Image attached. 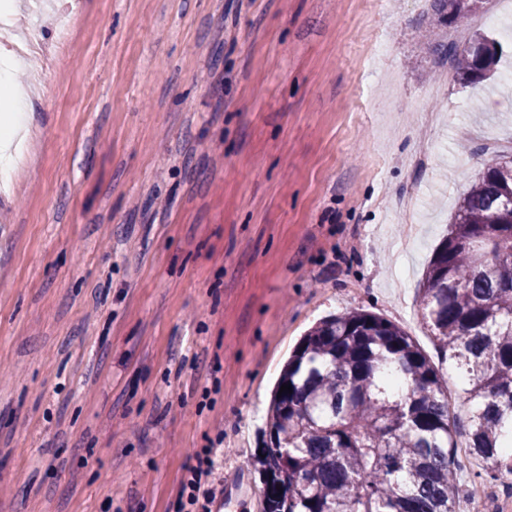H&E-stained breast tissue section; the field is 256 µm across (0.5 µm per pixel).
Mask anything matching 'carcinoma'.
<instances>
[{"label":"carcinoma","instance_id":"obj_1","mask_svg":"<svg viewBox=\"0 0 512 512\" xmlns=\"http://www.w3.org/2000/svg\"><path fill=\"white\" fill-rule=\"evenodd\" d=\"M469 0H432L434 20ZM440 44L455 79L496 73L498 42ZM512 164L489 162L426 268L423 323L470 404L469 490L512 476ZM291 392L279 393L282 385ZM448 385L397 324L362 310L311 327L288 358L252 465L262 512H456L461 487Z\"/></svg>","mask_w":512,"mask_h":512}]
</instances>
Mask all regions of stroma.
I'll list each match as a JSON object with an SVG mask.
<instances>
[{"label":"stroma","instance_id":"35a3bbf8","mask_svg":"<svg viewBox=\"0 0 512 512\" xmlns=\"http://www.w3.org/2000/svg\"><path fill=\"white\" fill-rule=\"evenodd\" d=\"M36 117L0 192V512H184L197 457L258 512L270 392L360 309L441 373L419 292L458 201L512 154V88L431 46L512 39L474 0H27ZM69 17V37L60 34ZM384 49L374 53V42ZM404 196L410 211L396 208ZM433 18L437 22H442L448 16V4L453 8L456 18H464L471 10L467 0H432Z\"/></svg>","mask_w":512,"mask_h":512}]
</instances>
